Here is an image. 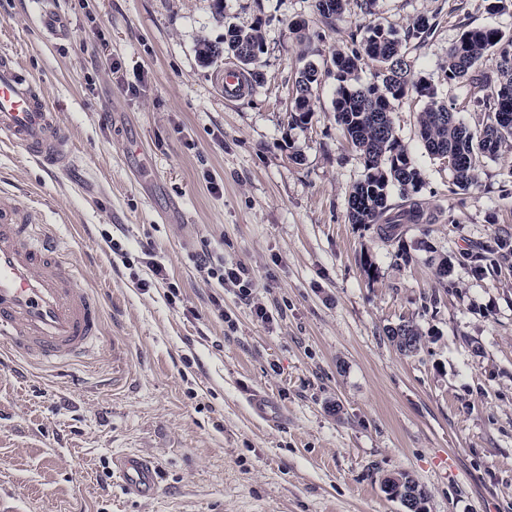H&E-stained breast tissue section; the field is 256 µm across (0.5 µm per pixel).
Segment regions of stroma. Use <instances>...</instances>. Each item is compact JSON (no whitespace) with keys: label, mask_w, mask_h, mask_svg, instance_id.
Masks as SVG:
<instances>
[{"label":"stroma","mask_w":512,"mask_h":512,"mask_svg":"<svg viewBox=\"0 0 512 512\" xmlns=\"http://www.w3.org/2000/svg\"><path fill=\"white\" fill-rule=\"evenodd\" d=\"M491 2L374 0L330 28L314 0H0V54L58 109L73 156L51 173L0 144V191L35 210L82 286L105 296L89 357L0 366V512H400L380 488L399 473L427 512H512V253L494 273L473 259L512 240V152L456 190L418 136L422 101L404 99L394 127L434 221L388 241L347 221L364 168L332 112L335 80L316 91L311 124L289 118L305 62L323 64L369 22L402 33L425 15L434 27L408 56L478 125L473 87L443 68L463 30L512 33V0ZM50 9L67 37L41 26ZM228 25L263 35L262 79L237 101L221 85L234 59L196 52ZM147 247L179 301L145 287ZM204 248L248 267L249 296L199 276ZM402 319L422 336L410 356L384 333ZM255 391L279 418L252 412ZM126 452L157 467L156 498L122 494L112 459Z\"/></svg>","instance_id":"1"}]
</instances>
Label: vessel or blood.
I'll use <instances>...</instances> for the list:
<instances>
[{
    "mask_svg": "<svg viewBox=\"0 0 512 512\" xmlns=\"http://www.w3.org/2000/svg\"><path fill=\"white\" fill-rule=\"evenodd\" d=\"M0 141L61 172L72 163L58 111L7 55L0 57ZM101 308L33 211L0 194V350L48 366L78 360L102 339ZM115 465L125 493L156 495L150 460L128 452Z\"/></svg>",
    "mask_w": 512,
    "mask_h": 512,
    "instance_id": "b4317fda",
    "label": "vessel or blood"
}]
</instances>
